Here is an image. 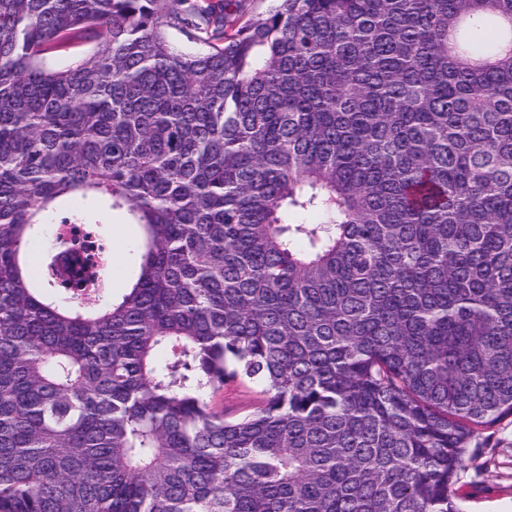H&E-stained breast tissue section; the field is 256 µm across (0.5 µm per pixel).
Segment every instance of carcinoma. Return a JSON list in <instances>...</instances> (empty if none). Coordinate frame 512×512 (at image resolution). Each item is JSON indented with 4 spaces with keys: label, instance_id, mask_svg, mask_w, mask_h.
Here are the masks:
<instances>
[{
    "label": "carcinoma",
    "instance_id": "obj_1",
    "mask_svg": "<svg viewBox=\"0 0 512 512\" xmlns=\"http://www.w3.org/2000/svg\"><path fill=\"white\" fill-rule=\"evenodd\" d=\"M242 2L0 0V512H461L512 416V0ZM108 224H97L96 230L101 238L111 246L112 252L116 251L122 262L113 265L107 271L112 284V293L118 297L126 288L136 274L139 255L135 248L139 239V232L136 225L126 224L124 214L114 211ZM118 259L113 252V264ZM257 388L251 385L224 387V409L236 414L250 411L258 401Z\"/></svg>",
    "mask_w": 512,
    "mask_h": 512
}]
</instances>
